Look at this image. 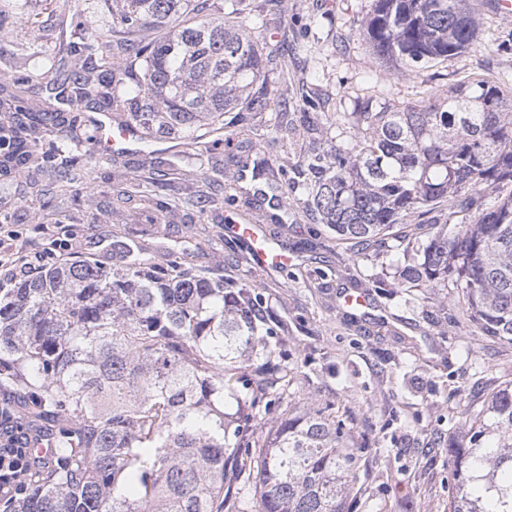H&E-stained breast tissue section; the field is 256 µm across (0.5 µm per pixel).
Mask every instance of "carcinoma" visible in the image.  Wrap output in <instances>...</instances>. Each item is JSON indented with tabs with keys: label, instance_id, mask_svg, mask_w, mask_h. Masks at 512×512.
Masks as SVG:
<instances>
[{
	"label": "carcinoma",
	"instance_id": "obj_1",
	"mask_svg": "<svg viewBox=\"0 0 512 512\" xmlns=\"http://www.w3.org/2000/svg\"><path fill=\"white\" fill-rule=\"evenodd\" d=\"M111 20L81 9L63 71L0 81V177L24 178L31 199L65 201L88 173L77 148L85 129L60 101L117 112L144 141L183 139L211 158V137L236 128L238 147L299 151L269 169L284 194L352 249L397 251L432 229L421 259L401 278L461 293L462 314L487 336L512 343V95L487 80L458 82L417 106L357 102L326 112L302 96L295 112L251 119L268 104L269 76L288 98V64L252 36L241 0H118ZM478 21L469 0H372L361 36L405 78L471 49ZM116 61L94 62L98 46ZM233 113L229 121L224 114ZM348 128L347 143L332 132ZM117 200L152 214L140 254L103 265L80 256L0 288V410L49 448L20 476L21 493L0 512H344L358 479L327 410L288 415V365L269 338L277 317L255 281L199 268V247L161 259L176 208L112 159ZM222 198L196 191L204 214L240 188L231 170ZM233 399V414L224 397ZM464 420L470 445L448 446V512H512V382ZM272 433L255 436L254 421ZM254 487V505L244 490Z\"/></svg>",
	"mask_w": 512,
	"mask_h": 512
}]
</instances>
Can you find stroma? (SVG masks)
Wrapping results in <instances>:
<instances>
[{
  "instance_id": "1",
  "label": "stroma",
  "mask_w": 512,
  "mask_h": 512,
  "mask_svg": "<svg viewBox=\"0 0 512 512\" xmlns=\"http://www.w3.org/2000/svg\"><path fill=\"white\" fill-rule=\"evenodd\" d=\"M471 3L479 19L475 49L406 79L376 59L358 33L371 0H281L276 24L260 36L284 39L294 87L319 94L329 112L352 111L357 99L370 96L414 105L464 79L512 87V19L499 17L483 0ZM71 22L65 0H15L0 13V79L35 72L41 57L60 54L61 33ZM173 154L186 161L180 173L169 175L160 192L165 198L202 183L186 143L140 142L120 159L132 175L148 180ZM89 165L90 178L74 185L62 208L40 207L15 190L0 195V210L16 214L15 223L0 224V277L5 262L19 253L37 266L75 253L111 263L113 227L94 219L113 198L110 156L91 153ZM253 185L249 201L266 231L276 232V244L292 252L291 265L260 268L250 254L233 257L222 243L245 208L241 201L208 210L205 220L220 241L198 263L238 280L270 282L265 302L283 324L271 343L294 376L288 412L332 409L340 443L358 462L345 512H448L446 448L468 445L460 421L485 410L498 387L512 380V344L457 324L456 291L433 294L401 283L398 273L416 257L419 240L399 252L355 255L338 247L299 201L270 206L267 197L276 188L268 179ZM301 268L313 273L304 285L294 281ZM351 288L367 292L369 307L344 306L342 294Z\"/></svg>"
}]
</instances>
